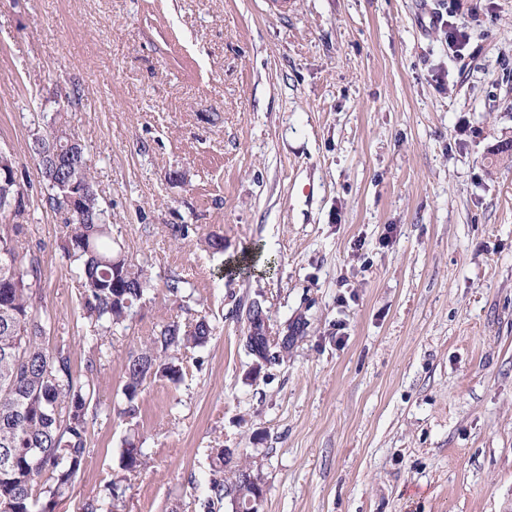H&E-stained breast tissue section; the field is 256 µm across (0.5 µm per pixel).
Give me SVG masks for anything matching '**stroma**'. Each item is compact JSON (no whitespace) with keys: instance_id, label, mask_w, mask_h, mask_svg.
Masks as SVG:
<instances>
[{"instance_id":"stroma-1","label":"stroma","mask_w":512,"mask_h":512,"mask_svg":"<svg viewBox=\"0 0 512 512\" xmlns=\"http://www.w3.org/2000/svg\"><path fill=\"white\" fill-rule=\"evenodd\" d=\"M61 114L155 284L101 342L34 150ZM0 148L31 187L47 344L79 372L102 350L55 512L107 504L131 435L147 465L118 512H232L207 505L218 448L254 457L261 512H512V0H0ZM254 300L303 331L257 374ZM198 316L213 334L182 381L124 417L129 353Z\"/></svg>"}]
</instances>
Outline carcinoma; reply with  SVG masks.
<instances>
[{"label":"carcinoma","instance_id":"cac0c4a2","mask_svg":"<svg viewBox=\"0 0 512 512\" xmlns=\"http://www.w3.org/2000/svg\"><path fill=\"white\" fill-rule=\"evenodd\" d=\"M52 126L61 132L57 137L61 165L55 169L46 165L37 146L39 170L54 190L48 197L54 209L60 187L89 186L79 201V214L65 219L66 250L79 264L83 319L92 332L105 333L132 319L154 288L153 279L112 238L83 146L67 133L65 124L55 121ZM9 220L0 211V512H53L89 457V428L98 411V404L92 403L97 359L89 357L84 373L77 374L66 345L45 344L52 316L39 295L44 275L41 259L25 240V225ZM186 284L185 277L174 274L164 287L178 298ZM212 331L204 316L184 325L172 321L129 354L122 414L137 415L147 380L179 383L184 353L206 344ZM215 453L211 499H227L235 512H243L240 476L253 463H234L222 448ZM145 465L138 441L125 440L119 454L121 471L131 474Z\"/></svg>","mask_w":512,"mask_h":512}]
</instances>
